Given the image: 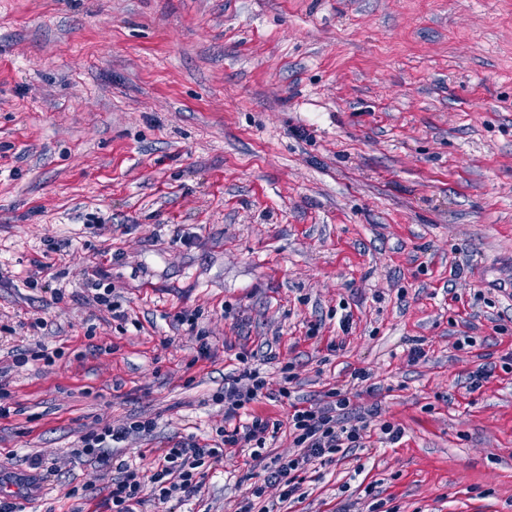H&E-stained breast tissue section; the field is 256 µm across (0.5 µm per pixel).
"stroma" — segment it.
<instances>
[{
  "label": "stroma",
  "instance_id": "1",
  "mask_svg": "<svg viewBox=\"0 0 512 512\" xmlns=\"http://www.w3.org/2000/svg\"><path fill=\"white\" fill-rule=\"evenodd\" d=\"M240 344L307 400L365 370L352 402L405 430L308 473L303 512H512V0H0V495L105 512L79 437L211 442Z\"/></svg>",
  "mask_w": 512,
  "mask_h": 512
}]
</instances>
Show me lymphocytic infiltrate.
Wrapping results in <instances>:
<instances>
[{
  "mask_svg": "<svg viewBox=\"0 0 512 512\" xmlns=\"http://www.w3.org/2000/svg\"><path fill=\"white\" fill-rule=\"evenodd\" d=\"M237 360L238 372L225 376L218 397L224 405V424L217 428L212 443L180 439L144 466L119 459L114 446L152 436L154 420L107 423L81 436L74 456L112 465L116 471L105 502L107 512H142L147 505L193 499L201 494L210 472L235 455L244 457L251 484L240 500L225 505L224 512H289L291 504L305 500L302 484L312 466L348 456L365 447L371 437L395 444L404 435L401 426L381 420L378 404L354 405L337 387L309 405L293 403L286 419L259 415L253 406L262 399L268 381L250 365L248 354L238 355ZM283 430L292 444L278 453L268 442Z\"/></svg>",
  "mask_w": 512,
  "mask_h": 512,
  "instance_id": "f902f5d3",
  "label": "lymphocytic infiltrate"
}]
</instances>
